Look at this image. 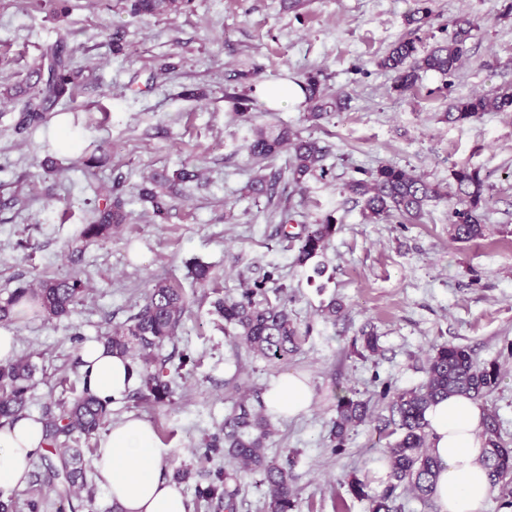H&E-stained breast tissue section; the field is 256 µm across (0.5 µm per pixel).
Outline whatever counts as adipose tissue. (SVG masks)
<instances>
[{
  "label": "adipose tissue",
  "instance_id": "obj_1",
  "mask_svg": "<svg viewBox=\"0 0 512 512\" xmlns=\"http://www.w3.org/2000/svg\"><path fill=\"white\" fill-rule=\"evenodd\" d=\"M81 359L86 384L100 399L122 397L137 380L129 361L102 342H86ZM312 399L307 381L292 374L273 380L264 394L268 412L288 419L308 412ZM426 418L430 452L442 464L435 490L439 512H482L490 484L482 461L481 408L467 397L451 396L428 409ZM43 450L40 422L20 417L0 426V488L23 486ZM94 467L122 512H188L181 489L161 474L162 452L143 419L130 414L113 423Z\"/></svg>",
  "mask_w": 512,
  "mask_h": 512
}]
</instances>
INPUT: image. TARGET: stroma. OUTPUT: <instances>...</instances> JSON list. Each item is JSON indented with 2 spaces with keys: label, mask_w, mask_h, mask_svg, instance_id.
<instances>
[{
  "label": "stroma",
  "mask_w": 512,
  "mask_h": 512,
  "mask_svg": "<svg viewBox=\"0 0 512 512\" xmlns=\"http://www.w3.org/2000/svg\"><path fill=\"white\" fill-rule=\"evenodd\" d=\"M429 23L406 21L413 0H192L170 14L130 17L124 0H0V300L14 288L59 275L79 276L88 291L66 320L22 318L9 325L17 354L35 365L26 415L69 397L80 383L79 349L123 325L151 286L176 282L190 311L159 359L187 354L170 403L155 405L129 390L111 405L112 419L134 414L149 422L163 448V473L195 463L241 395H263L280 374L305 376L309 412L275 419L268 456L293 459L295 512H368L348 483L378 487L373 469L394 441L383 388L422 384L436 349L469 347L497 362L502 380L485 407L512 441V111L448 122L460 97L489 95L512 85V0H430ZM458 19L473 26L452 78L421 73L411 91L397 90L381 60L400 40L426 54L447 40ZM124 50L112 51V32ZM65 38L74 67L87 82L47 113L44 125L19 134L23 97L10 88L28 80L42 50ZM319 75L325 95L344 105L315 120L307 103L272 109L261 96L270 84ZM65 117L81 141L57 145L55 121ZM289 127L325 147L326 178L289 184V152L254 164L246 146L257 129ZM101 146L98 181L81 170L84 145ZM393 164L447 186L454 165L489 178L484 237L454 240L446 201H430L417 224L373 220L349 182ZM198 170L197 181L175 182L176 170ZM264 177L273 197L248 193ZM167 179L166 211L158 216L141 189ZM126 201V224L93 245L80 232L92 203L109 192ZM294 223L336 219L326 250L333 279L325 295L307 282L296 250L280 234L282 212ZM209 266L200 287L190 271ZM277 270L288 310L309 333L285 364L253 356L224 333L211 306L239 296L243 284ZM345 309L322 318L323 296ZM376 351L354 349L362 332ZM367 402L370 417L352 428L343 448L329 430L336 396Z\"/></svg>",
  "instance_id": "stroma-1"
}]
</instances>
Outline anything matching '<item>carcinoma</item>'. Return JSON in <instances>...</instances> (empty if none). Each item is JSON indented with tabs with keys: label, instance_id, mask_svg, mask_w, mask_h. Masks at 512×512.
Masks as SVG:
<instances>
[{
	"label": "carcinoma",
	"instance_id": "obj_1",
	"mask_svg": "<svg viewBox=\"0 0 512 512\" xmlns=\"http://www.w3.org/2000/svg\"><path fill=\"white\" fill-rule=\"evenodd\" d=\"M191 0H126L127 12L133 16L160 12H177L190 5ZM414 8L407 17L408 24L427 23L430 12L427 0H414ZM472 27L466 20L454 22L448 40L426 55L417 56V48L410 39L393 45L380 62L381 67L395 74L396 88L401 92L414 88L419 72L434 71L445 77L456 72V66L465 53V44L471 38ZM31 75L35 77L27 86L28 95L16 128L23 133L42 125L46 113L67 93L82 86L83 71L73 67L66 40L61 39L43 51ZM305 99L311 104V115L321 118L330 112L329 105L319 92L317 75L310 73L301 83ZM512 111V86L502 87L491 96L475 95L457 100L447 113L448 120L462 123L480 118L485 112ZM288 127L275 131L258 130L247 146L250 158L261 162L277 154L291 142ZM293 143V142H291ZM293 159L288 168L289 179L297 186L307 179L325 178L327 169L322 164L325 148L311 139H297L293 143ZM450 192L437 184L427 182L393 164L381 165L369 173L368 178L353 180L347 188L364 200L365 210L372 218L397 217L418 222L424 206L431 200L453 199L448 211V223L459 241H471L485 234L483 206L488 185L480 171L466 164L451 171ZM125 201L109 197L95 208L94 219L84 225L80 237L86 245L108 237L112 228L126 222ZM336 232V219L328 215L314 224L302 225L294 236L298 242L296 265L312 266L313 276L308 281L323 277L328 266L319 260L324 255L328 240ZM275 284L272 289L267 283ZM286 285L266 274L261 281L242 290L236 298H217L215 311L224 318V332L245 345L252 354L269 362L288 359L300 347L302 333L291 318L282 295ZM87 291L85 282L73 275L45 279L38 286H19L8 298L0 301V324L16 320L17 307L27 305L26 313L43 315L49 319H64ZM275 299H270L269 293ZM189 301L183 289L166 281L157 282L138 305V309L120 327L113 328L99 340L112 353L130 360L140 381V393L147 401L160 404L171 396V381L166 365L155 363L154 351L170 342L183 323ZM36 367L24 359L0 364V421L16 419L25 410L30 382ZM501 382L499 365L480 363L472 351L459 345H443L429 359L426 380L418 387L390 393L385 387L380 393L388 400L391 416L399 431L395 443L384 450L388 464L387 480L383 489L371 491L360 480L348 483L350 492L369 502V512H399L395 491L403 486L427 505L431 502L441 465L429 451V423L427 410L451 395H464L475 401H485ZM367 403L342 396L336 401V418L330 429L335 447L344 446L347 432L365 421ZM111 415L109 403L102 401L83 388L72 401H58L45 407L41 424L46 445L54 449L57 460L40 457L45 480L59 489L62 498L81 491L88 484L86 463L82 449L71 443L83 437L98 435ZM485 437V465L490 488L505 486L512 481V441L504 440L495 412L483 417ZM273 432L269 415L262 402L252 403L248 398L235 402L224 417L222 435L211 438L199 456L202 463H211L222 457L235 468L231 473L220 466L213 480L205 487L196 488L198 498L225 512H236V499L240 489L237 473L258 472L268 489V512H294L297 493L288 471L290 461L278 463L265 454L266 441Z\"/></svg>",
	"mask_w": 512,
	"mask_h": 512
}]
</instances>
